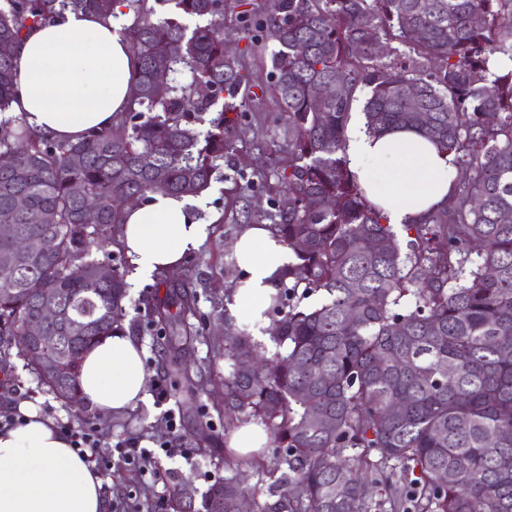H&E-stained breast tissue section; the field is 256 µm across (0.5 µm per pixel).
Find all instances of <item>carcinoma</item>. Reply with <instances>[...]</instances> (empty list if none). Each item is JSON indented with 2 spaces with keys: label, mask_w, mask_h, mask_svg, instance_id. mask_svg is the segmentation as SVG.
<instances>
[{
  "label": "carcinoma",
  "mask_w": 512,
  "mask_h": 512,
  "mask_svg": "<svg viewBox=\"0 0 512 512\" xmlns=\"http://www.w3.org/2000/svg\"><path fill=\"white\" fill-rule=\"evenodd\" d=\"M118 5L133 14L123 31L134 73L112 127L60 141L10 113L26 34L68 12L106 21ZM241 6L243 30L273 44L272 90L288 127V159L268 163L282 195L253 222L273 224L295 255L273 299L274 352L238 326L224 347L234 367L264 362L224 379V413L235 415L226 427L257 419L276 448L272 500L258 512H368L373 455L414 475L384 484L398 512H512V70L488 67L497 54L512 58V25L502 23L512 0H273L256 22L248 0ZM224 43V0H0V154L15 159L0 170V214L38 244L0 280V363L17 349L78 411L72 365L122 328L128 291L123 256L94 258L86 241L121 224L131 197L208 193L243 104L264 91ZM163 61L191 80L156 84ZM362 91L369 133L414 129L464 172L448 204L401 235L344 154ZM101 265L112 279L86 287ZM161 282L176 290V312L152 307L147 322L185 349L197 336L196 296L178 274ZM44 289L62 302L50 327L65 340L44 352L52 370L23 339ZM334 448L360 452L336 461ZM196 495L182 481L170 512H236L245 488L226 478Z\"/></svg>",
  "instance_id": "obj_1"
}]
</instances>
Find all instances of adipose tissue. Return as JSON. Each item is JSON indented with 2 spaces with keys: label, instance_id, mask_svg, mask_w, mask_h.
Here are the masks:
<instances>
[{
  "label": "adipose tissue",
  "instance_id": "obj_1",
  "mask_svg": "<svg viewBox=\"0 0 512 512\" xmlns=\"http://www.w3.org/2000/svg\"><path fill=\"white\" fill-rule=\"evenodd\" d=\"M17 65L21 94L13 112L62 140L93 128L111 127L128 102L133 61L117 20L70 13L28 33ZM347 165L368 200L394 227L418 220L443 204L457 181L453 155L441 152L412 129L369 134L361 113L347 126ZM188 196L161 193L125 207L120 241L135 281L179 268L197 251L208 227L195 216ZM231 258L239 276L226 304L237 323L261 331L267 310L293 252L266 224L244 225ZM143 348L115 332L83 356L80 397L104 416L148 403ZM24 420L0 428V512H108L103 477L78 456L55 418L20 405Z\"/></svg>",
  "mask_w": 512,
  "mask_h": 512
}]
</instances>
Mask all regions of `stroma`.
<instances>
[{
	"mask_svg": "<svg viewBox=\"0 0 512 512\" xmlns=\"http://www.w3.org/2000/svg\"><path fill=\"white\" fill-rule=\"evenodd\" d=\"M245 132L233 138L224 153V171L241 170L245 178L240 183L218 181L201 199L208 236L199 250L190 255L179 272L190 292L197 296V313L190 322L199 334L188 350L178 352V362L189 363L191 369L202 370L194 395L170 390L164 402L150 401L122 415L91 416L90 425L96 430L101 447L137 437L142 446H150L157 435V422L165 411H173L178 425V445L181 455L158 454L152 468L143 471L121 463L103 473V490L108 502L131 498L144 508L154 507L169 499L173 486L181 478H192L198 492H205L215 481L241 473L249 489L250 500L265 499L269 480L266 470L272 467L275 452L264 448L259 458H240L235 468L224 465V379L230 363L224 357L228 334L224 321L225 303L237 276L230 257V245L241 227L236 215L240 193H247L252 202L268 208L274 195V179L268 178L266 161L269 152L285 147L288 128L280 118V107L272 94L251 102L244 118ZM168 288L159 279L130 285L126 299L125 324L144 349L143 363L151 383L164 378L167 359L163 353V333L147 324L145 310L152 303L166 300ZM35 407L46 415L62 421L73 418L71 410L53 395L41 389L35 376L17 368L14 376L0 379V417L15 414L16 403Z\"/></svg>",
	"mask_w": 512,
	"mask_h": 512,
	"instance_id": "obj_1",
	"label": "stroma"
}]
</instances>
